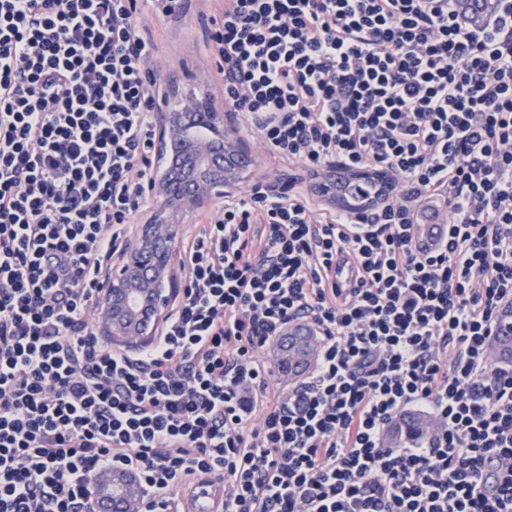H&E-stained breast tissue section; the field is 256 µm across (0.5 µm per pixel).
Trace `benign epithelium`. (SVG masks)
<instances>
[{
	"mask_svg": "<svg viewBox=\"0 0 512 512\" xmlns=\"http://www.w3.org/2000/svg\"><path fill=\"white\" fill-rule=\"evenodd\" d=\"M188 123L207 128L212 136L185 140ZM158 140L172 141L181 155V186L175 190L167 172L155 180L160 214L136 235L120 255L107 281L99 308L105 334L114 342L133 343L151 335L174 298L178 284L176 242L180 225L165 214L172 209L196 213L224 197V186L238 179V165L228 157L251 156L250 142L239 129L224 126V106L188 101L180 112L158 113ZM141 491L125 489L117 512H139Z\"/></svg>",
	"mask_w": 512,
	"mask_h": 512,
	"instance_id": "benign-epithelium-1",
	"label": "benign epithelium"
}]
</instances>
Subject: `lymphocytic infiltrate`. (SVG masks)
Wrapping results in <instances>:
<instances>
[{"mask_svg":"<svg viewBox=\"0 0 512 512\" xmlns=\"http://www.w3.org/2000/svg\"><path fill=\"white\" fill-rule=\"evenodd\" d=\"M0 0V512H140L202 477L224 512H512V0ZM198 7L224 103L315 180L385 177L360 211L296 186L226 196L176 246L152 336L95 311L132 219L157 203L156 64ZM447 238L417 242L424 203ZM318 338L291 387L268 348ZM406 412L430 434L393 447Z\"/></svg>","mask_w":512,"mask_h":512,"instance_id":"f902f5d3","label":"lymphocytic infiltrate"}]
</instances>
